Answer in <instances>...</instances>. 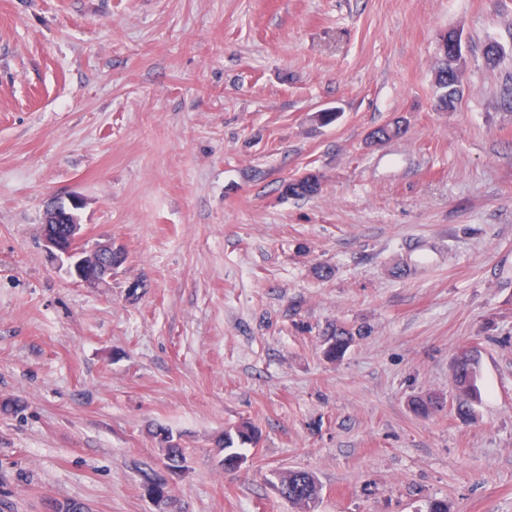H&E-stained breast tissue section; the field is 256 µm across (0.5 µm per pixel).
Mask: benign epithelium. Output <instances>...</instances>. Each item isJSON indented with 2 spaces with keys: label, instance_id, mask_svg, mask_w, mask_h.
<instances>
[{
  "label": "benign epithelium",
  "instance_id": "1",
  "mask_svg": "<svg viewBox=\"0 0 512 512\" xmlns=\"http://www.w3.org/2000/svg\"><path fill=\"white\" fill-rule=\"evenodd\" d=\"M59 223V203L54 202L47 207L44 218L43 240L50 250H54L70 260V272L79 281L88 285H99L112 279V255H120V251L112 248V243H94L88 247H80L81 225L66 224L60 230H53L50 225ZM93 258L97 264L93 267L85 262Z\"/></svg>",
  "mask_w": 512,
  "mask_h": 512
}]
</instances>
